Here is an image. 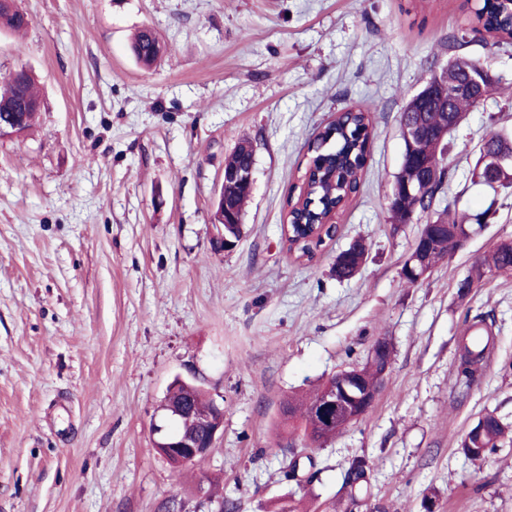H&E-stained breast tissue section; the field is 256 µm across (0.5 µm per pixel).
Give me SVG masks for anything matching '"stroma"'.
<instances>
[{
  "mask_svg": "<svg viewBox=\"0 0 512 512\" xmlns=\"http://www.w3.org/2000/svg\"><path fill=\"white\" fill-rule=\"evenodd\" d=\"M25 35L0 30V83L38 80L32 130L0 138V512H159L200 480L238 512H345L344 473L370 460L355 512H512V449L475 468L457 448L492 412L512 423V274L467 296L475 258L512 240V189L474 182L492 128L512 133V45L472 31L470 0H18ZM154 30L145 69L130 50ZM498 83L448 144L434 202L485 228L406 284L425 224H392L400 114L455 51ZM377 104L361 186L312 260L281 250L287 196L308 146L337 112ZM254 189L236 246L212 222L224 162L240 141ZM366 259L336 279L355 242ZM493 321L495 349L467 395L456 384L466 314ZM393 350L372 409L313 448L306 487L284 474L282 409L377 338ZM224 404L203 468L173 478L150 423L175 376Z\"/></svg>",
  "mask_w": 512,
  "mask_h": 512,
  "instance_id": "35a3bbf8",
  "label": "stroma"
}]
</instances>
